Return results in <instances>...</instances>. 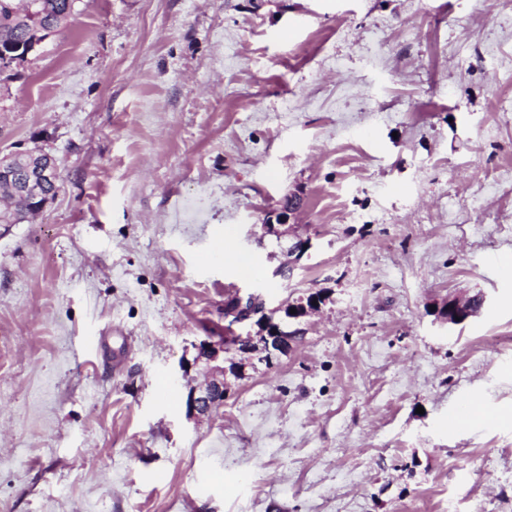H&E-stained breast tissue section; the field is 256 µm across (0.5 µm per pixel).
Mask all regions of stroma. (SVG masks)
I'll use <instances>...</instances> for the list:
<instances>
[{
  "label": "stroma",
  "instance_id": "35a3bbf8",
  "mask_svg": "<svg viewBox=\"0 0 512 512\" xmlns=\"http://www.w3.org/2000/svg\"><path fill=\"white\" fill-rule=\"evenodd\" d=\"M509 105L512 0H78L0 83V512H512ZM254 287L297 338L198 362ZM0 199L1 202L6 200V204L12 206V212L11 211H2L1 212V205H0V223L5 224L1 222V215L2 218L6 216H11L13 212H16L18 214L23 213L26 211L28 213L29 204L22 199L20 196H17L15 191L13 190V185L8 183L6 180H4L2 177L0 179ZM15 215L13 213L12 223L11 224H20L15 223ZM484 298L481 296V303L479 306L474 304L473 297L469 298L466 302H460L456 299H449L441 308V317L448 322V324H460L469 317L477 314L478 309L484 305ZM224 401V379H211L202 389L190 388L187 396L188 414L209 413Z\"/></svg>",
  "mask_w": 512,
  "mask_h": 512
}]
</instances>
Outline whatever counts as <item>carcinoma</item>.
<instances>
[{"mask_svg":"<svg viewBox=\"0 0 512 512\" xmlns=\"http://www.w3.org/2000/svg\"><path fill=\"white\" fill-rule=\"evenodd\" d=\"M77 0H0V52L25 60V47L34 32L55 35L65 28L72 17ZM0 199L12 206L0 211L10 216L28 210L29 204L17 196L13 185L0 179Z\"/></svg>","mask_w":512,"mask_h":512,"instance_id":"obj_1","label":"carcinoma"}]
</instances>
